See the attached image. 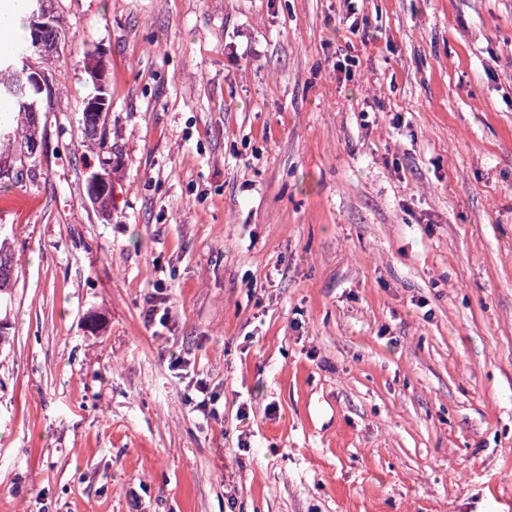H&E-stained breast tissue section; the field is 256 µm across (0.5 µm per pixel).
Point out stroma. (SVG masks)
<instances>
[{
    "label": "stroma",
    "instance_id": "35a3bbf8",
    "mask_svg": "<svg viewBox=\"0 0 512 512\" xmlns=\"http://www.w3.org/2000/svg\"><path fill=\"white\" fill-rule=\"evenodd\" d=\"M54 6L0 512H512V0ZM86 97L82 99L78 110L81 114L80 119L84 132L87 134L89 139L94 142V144L98 145L99 149H104L105 147H108L106 142V126H104L105 120L100 124L98 130L95 128L89 129L85 120V112L95 114V123L99 122V119L102 118L106 114L105 112H108L109 109L106 96L102 95L100 92H97L90 95L87 99ZM83 104L84 112H82Z\"/></svg>",
    "mask_w": 512,
    "mask_h": 512
}]
</instances>
